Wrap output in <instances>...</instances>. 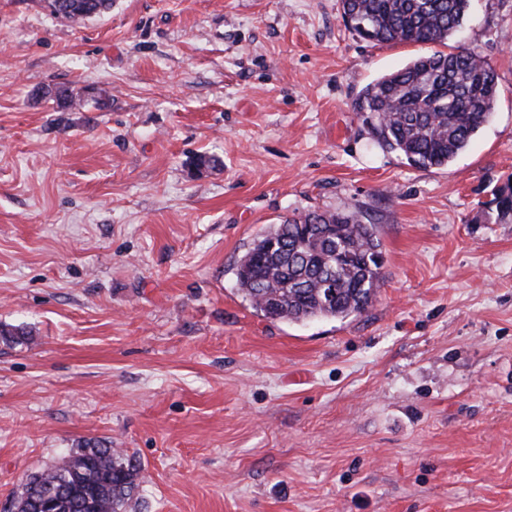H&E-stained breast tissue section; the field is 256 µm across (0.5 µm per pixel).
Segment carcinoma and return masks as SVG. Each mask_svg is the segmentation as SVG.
<instances>
[{"label": "carcinoma", "mask_w": 512, "mask_h": 512, "mask_svg": "<svg viewBox=\"0 0 512 512\" xmlns=\"http://www.w3.org/2000/svg\"><path fill=\"white\" fill-rule=\"evenodd\" d=\"M471 0H339L345 26L368 42L443 45L462 27ZM101 15L112 0H63ZM62 108L85 91L47 87ZM497 100L494 68L475 48L435 50L368 84L352 111L379 146L415 168L444 167L489 121ZM498 217L512 216V183L494 194ZM378 232L357 211L294 212L260 234L235 264L236 284L251 307L272 320H344L366 311L384 282ZM141 464L88 441L62 464L32 474L15 512H38L32 485L60 491L59 512H128L137 503Z\"/></svg>", "instance_id": "cac0c4a2"}]
</instances>
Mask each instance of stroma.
<instances>
[{"label": "stroma", "instance_id": "1", "mask_svg": "<svg viewBox=\"0 0 512 512\" xmlns=\"http://www.w3.org/2000/svg\"><path fill=\"white\" fill-rule=\"evenodd\" d=\"M448 44L497 102L414 168L351 104L428 48L362 40L338 0H0V328L25 333L0 340V512L88 440L140 462L136 512H512V218L489 206L512 0H471ZM353 209L382 243L370 307L258 315L234 275L253 240ZM42 94L44 96L53 97L62 108L73 109L83 101L85 97V90L75 92L74 89H70L69 87H47L42 90Z\"/></svg>", "mask_w": 512, "mask_h": 512}]
</instances>
